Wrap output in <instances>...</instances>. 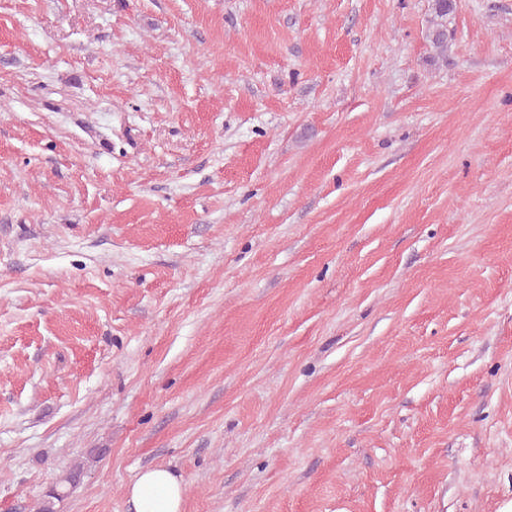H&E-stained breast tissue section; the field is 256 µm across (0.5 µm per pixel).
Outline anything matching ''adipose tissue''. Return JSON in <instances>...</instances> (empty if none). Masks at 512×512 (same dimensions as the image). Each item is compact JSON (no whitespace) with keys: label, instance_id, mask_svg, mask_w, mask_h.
I'll list each match as a JSON object with an SVG mask.
<instances>
[{"label":"adipose tissue","instance_id":"ef3b65f1","mask_svg":"<svg viewBox=\"0 0 512 512\" xmlns=\"http://www.w3.org/2000/svg\"><path fill=\"white\" fill-rule=\"evenodd\" d=\"M135 512H183L182 480L163 467L141 471L128 488Z\"/></svg>","mask_w":512,"mask_h":512}]
</instances>
